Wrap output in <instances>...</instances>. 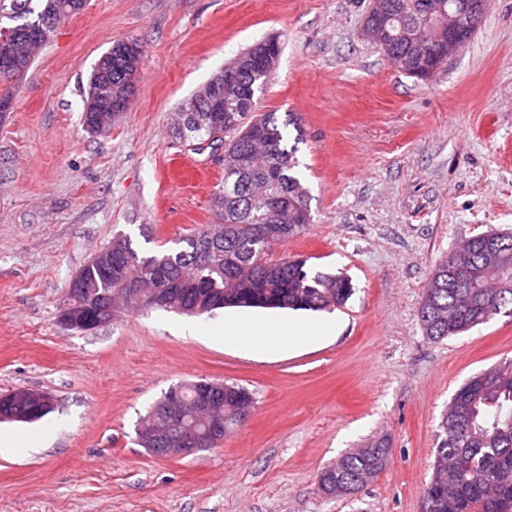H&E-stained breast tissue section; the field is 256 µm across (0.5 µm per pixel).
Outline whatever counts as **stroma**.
Wrapping results in <instances>:
<instances>
[{"label": "stroma", "mask_w": 512, "mask_h": 512, "mask_svg": "<svg viewBox=\"0 0 512 512\" xmlns=\"http://www.w3.org/2000/svg\"><path fill=\"white\" fill-rule=\"evenodd\" d=\"M369 0H90L61 21L0 120V394L55 409L0 432L38 439L0 458V512H421L439 423L467 380L512 362V318L429 340L419 306L433 265L463 240L512 234V0H486L470 42L434 77L366 41ZM143 49L133 101L109 132L82 126L88 78L115 42ZM280 55L258 112L293 114L312 222L274 248L351 279L335 334L267 355L207 334L224 311L127 310L91 331L61 324L69 280L113 235L152 253L213 221L224 167L169 134L172 115L251 45ZM149 234H142V227ZM199 335H182L183 326ZM246 388L223 443L156 457L137 426L171 387ZM385 440L386 467L352 496L326 466ZM4 398H8L13 403L32 404L34 406L40 407L41 409L54 407V402L51 396L46 392L36 389H21L11 391L0 396V400Z\"/></svg>", "instance_id": "35a3bbf8"}]
</instances>
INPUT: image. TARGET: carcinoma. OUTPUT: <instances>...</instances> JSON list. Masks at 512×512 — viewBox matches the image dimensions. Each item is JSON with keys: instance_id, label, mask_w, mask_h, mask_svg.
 Listing matches in <instances>:
<instances>
[{"instance_id": "cac0c4a2", "label": "carcinoma", "mask_w": 512, "mask_h": 512, "mask_svg": "<svg viewBox=\"0 0 512 512\" xmlns=\"http://www.w3.org/2000/svg\"><path fill=\"white\" fill-rule=\"evenodd\" d=\"M392 9L377 14L368 9L369 21L385 29L392 63L411 74L419 51L414 34L419 29L434 38H448L443 22L428 27L427 7L431 0H387ZM87 0H0V32L20 29L55 18L60 22L83 11ZM20 51L3 66L15 73L30 68L46 44ZM261 44L256 43L227 65L209 84L224 96V105L236 104L239 92L248 93L250 105L236 113L240 121L231 126L220 113L218 140L231 155L246 165V180L268 181L264 199L253 200L247 189L233 196L227 186L239 173L224 171V186L214 194L211 208L218 222L203 225L175 240L176 247L145 254L120 233L112 237V277L101 279L98 268L87 263L78 275L83 282L96 281L99 290L85 292L68 284L66 295L83 307L95 308L101 295L110 293L126 300L129 288L138 284L145 290L163 288L179 304L180 312L198 313L197 307L221 302L219 308H273L332 311L346 304L353 294L351 280L343 275L306 267L305 259L272 258L274 244L263 239L271 228V207L294 212L295 224L277 239L286 243L300 236L310 223L308 190L297 176L298 147L288 145L285 129L291 121H279L276 113H255L257 94L262 92L271 72L258 63ZM142 59L141 46L134 40L118 41L95 63L88 92L107 106L127 94L126 75L117 72ZM171 136L183 147L210 136V125L170 127ZM468 265L478 272L470 280L448 276V258L440 260L430 273L419 319L425 336L439 340L484 324L497 315L512 317V264L493 270L473 241ZM493 297L495 310L479 306L475 295ZM185 399V423L207 432V418L196 413L194 398L198 382L180 385ZM246 389L224 385L223 415L233 420L240 396ZM0 411H14L24 423L36 422L47 414L30 412L25 406L0 401ZM441 440L436 448L432 475L426 486L428 512H512V363L499 365L468 380L452 396L440 422ZM370 451L346 456L342 469L321 477V485L352 488L361 476L385 465L384 441L369 445Z\"/></svg>"}]
</instances>
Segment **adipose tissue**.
Wrapping results in <instances>:
<instances>
[{
    "instance_id": "adipose-tissue-1",
    "label": "adipose tissue",
    "mask_w": 512,
    "mask_h": 512,
    "mask_svg": "<svg viewBox=\"0 0 512 512\" xmlns=\"http://www.w3.org/2000/svg\"><path fill=\"white\" fill-rule=\"evenodd\" d=\"M331 332L328 326L315 328L306 324L294 326L286 321L269 323L238 318L224 319L211 330L212 335L231 338L266 352H278L294 344L309 343Z\"/></svg>"
}]
</instances>
